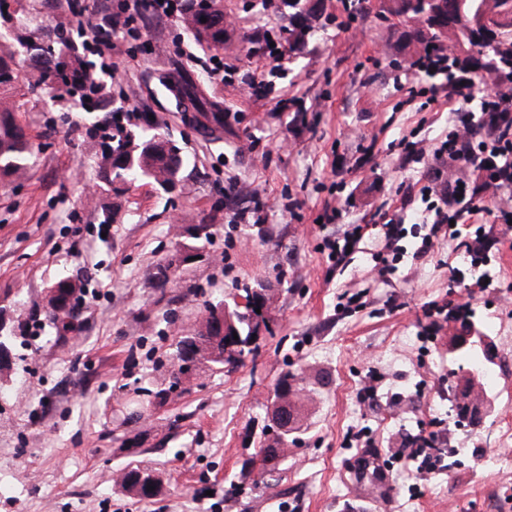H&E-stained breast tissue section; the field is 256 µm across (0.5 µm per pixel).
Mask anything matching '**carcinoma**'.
Instances as JSON below:
<instances>
[{
	"label": "carcinoma",
	"instance_id": "carcinoma-1",
	"mask_svg": "<svg viewBox=\"0 0 512 512\" xmlns=\"http://www.w3.org/2000/svg\"><path fill=\"white\" fill-rule=\"evenodd\" d=\"M288 7L291 28L288 41L295 45L305 42L320 17L317 0H281ZM381 19L397 17L421 23L404 33L412 41L424 45V51L448 54V63L471 74L475 87L481 88L485 78L504 79L512 83V0H385L379 5ZM206 21H201V18ZM186 33L200 45L211 49L224 47V7L222 0H196L180 20ZM34 69L27 76L31 90L43 88L59 93V97L74 95L68 73L84 72L95 79L94 67L75 53L73 40L61 33L39 42L26 43ZM23 71L8 48L0 49V91L18 83ZM181 97L201 112L215 105L198 95L191 83L180 88ZM12 105L0 108V175H19L26 171L33 147L24 130L11 119ZM100 188L109 191L117 183L147 180L164 193H170L183 181L189 159L175 143L158 133H149L135 121L114 127L112 138L102 146L99 158ZM55 287L61 309H49L45 318L57 328L67 329L73 318L77 288L65 276ZM209 343L195 346V341L182 336L175 343L173 362L197 360L206 354ZM152 469L135 466L123 472L121 485L141 498H150L147 480Z\"/></svg>",
	"mask_w": 512,
	"mask_h": 512
}]
</instances>
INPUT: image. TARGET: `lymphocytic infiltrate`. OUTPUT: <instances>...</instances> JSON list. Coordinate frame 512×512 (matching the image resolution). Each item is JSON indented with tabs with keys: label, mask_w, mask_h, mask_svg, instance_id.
<instances>
[{
	"label": "lymphocytic infiltrate",
	"mask_w": 512,
	"mask_h": 512,
	"mask_svg": "<svg viewBox=\"0 0 512 512\" xmlns=\"http://www.w3.org/2000/svg\"><path fill=\"white\" fill-rule=\"evenodd\" d=\"M187 0H118L116 11L102 22L92 21L80 0H72L69 27L82 33L84 47L94 57L101 75L114 79L117 68L112 56L119 45L130 37H139L138 22L143 12L160 20H174L187 12ZM416 69L431 77V84L416 83L410 88L415 97L437 100L438 86L435 76H446L448 102L453 111L448 132L439 147L437 157L447 158L456 172L444 176L435 170L423 184L418 194L432 212L433 220L426 225L420 243L413 252L415 258L425 257L440 236L461 239L458 226L464 216H476L496 211L503 221L512 220V200L504 198L505 190L512 189V89L494 86L481 96V120H474L464 105L473 98L474 80L464 72L448 68L446 56L425 54L415 63ZM483 173L480 190L474 191L465 184V170Z\"/></svg>",
	"instance_id": "obj_1"
}]
</instances>
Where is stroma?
<instances>
[{
    "label": "stroma",
    "mask_w": 512,
    "mask_h": 512,
    "mask_svg": "<svg viewBox=\"0 0 512 512\" xmlns=\"http://www.w3.org/2000/svg\"><path fill=\"white\" fill-rule=\"evenodd\" d=\"M0 44L27 65L25 43L66 25L67 6L7 0ZM233 20L224 61L239 73L261 70L266 37L288 40V11L262 0H223ZM322 14L304 46L286 54L285 75L261 100L212 79L210 55L176 22L144 17L151 50L116 56L119 72L104 101L73 105L32 93H8L16 122L34 147L29 169L0 178V512H512V479L490 467L512 459L499 428L512 422V230L481 220L491 262L489 279L472 294L473 321L493 345V407L473 431L452 410L459 362L452 349L461 329L439 321L420 333L423 310L452 301L448 266L470 271L456 241L404 255L391 280L371 256L382 250V213L422 221L412 196L430 163L403 156L398 141L424 123L438 140L448 104L418 111L408 100L420 44L359 13L342 26L345 0H321ZM194 79L224 117L220 137L196 127L195 108L170 89ZM302 111H277L283 97ZM137 110L176 140L191 164L179 190L138 181L113 191L97 187L100 128L112 112ZM264 205L257 224L235 213ZM301 220L285 221L284 204ZM343 211L338 224L316 218L325 204ZM116 208L112 223L103 209ZM205 234H198V225ZM363 225L342 266L321 251L324 239ZM171 262L166 288L156 267ZM62 276L89 290L73 330L35 329L48 291ZM265 288L269 328L253 354L168 385L173 344L202 321L205 301L245 288ZM301 375L300 428L273 474L254 458L271 444L267 412L284 375ZM378 377L372 403L361 399L368 374ZM165 397H158V390ZM440 423L459 434L460 464L440 462L427 480L415 461L396 458L406 434ZM390 455V494L374 496L376 476L348 445L352 434ZM149 466L160 492L146 500L117 479L127 466Z\"/></svg>",
    "instance_id": "35a3bbf8"
}]
</instances>
